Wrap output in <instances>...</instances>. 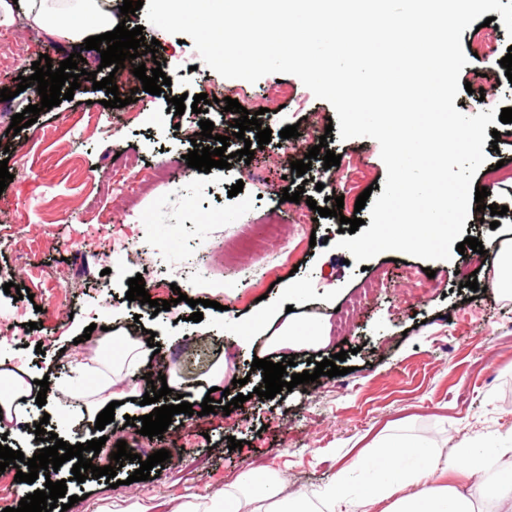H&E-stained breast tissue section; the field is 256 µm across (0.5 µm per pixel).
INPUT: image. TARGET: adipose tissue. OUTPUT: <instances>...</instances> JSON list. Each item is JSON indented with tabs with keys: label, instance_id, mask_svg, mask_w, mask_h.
Masks as SVG:
<instances>
[{
	"label": "adipose tissue",
	"instance_id": "1",
	"mask_svg": "<svg viewBox=\"0 0 512 512\" xmlns=\"http://www.w3.org/2000/svg\"><path fill=\"white\" fill-rule=\"evenodd\" d=\"M19 13L31 25L68 40L81 38L91 27L104 33L112 29V12L106 0H0V26L11 25ZM232 334L235 344L242 348L252 347L256 337H265L267 355L280 358L291 349L322 346L328 339V327L319 318L289 319L266 309L234 324ZM114 339L119 351L111 361L100 362L93 347L76 359V375H83L91 363L95 366V381L88 390H64L65 401L55 409L61 423H68L73 413L95 416L113 400L138 396L143 368L153 349L127 329L115 331ZM36 391V384L15 373L0 375V421L21 424L20 401ZM376 444L383 453L386 480L364 491L362 501L366 504L385 503V512H477V501L488 500L512 512V480L500 477L495 469L512 448L462 442L443 454L424 440L396 439L388 434L379 436ZM410 457L419 459V467H404V460ZM459 470L472 480L468 490H460L448 480ZM358 504L341 482L332 485L322 500L315 501L288 494L278 472L261 476L246 472L222 494L195 496L178 504L173 512H335L339 507L344 512H356Z\"/></svg>",
	"mask_w": 512,
	"mask_h": 512
}]
</instances>
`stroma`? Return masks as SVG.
<instances>
[{"mask_svg": "<svg viewBox=\"0 0 512 512\" xmlns=\"http://www.w3.org/2000/svg\"><path fill=\"white\" fill-rule=\"evenodd\" d=\"M114 19L141 28L145 38H156L163 72L179 74V81L165 87L163 95H152L122 68L115 83L127 100L125 107L100 108L105 90L86 81L73 99L41 111L36 123L14 136L7 132L11 118L32 99L30 91H18L19 77L31 75L39 56L56 62L78 45L30 26L21 15L11 27L0 28V44L6 47L0 55V89L15 92L0 102V160H7L13 176L0 192V312L24 324L19 333L0 324V363L57 377L60 361L78 353L76 340L85 328L108 326L117 316L124 326L154 331L156 342L177 364L182 340L203 337L208 360L188 373L192 381L227 347L226 321H246L266 306L284 304L289 287L307 289L303 313L332 318L378 275L387 274L388 282L355 312L345 334L333 335L316 351H298L292 368L302 373L308 358L328 359L348 347L346 375H323L306 387L259 398L253 390L263 376L251 370L254 355L246 353L238 372L247 382L230 389L234 396L246 394L242 407L228 414L219 409L202 417L174 415L158 439L137 434L125 423L126 417L151 413L148 405L124 402L105 429L86 423L77 433L57 419H45L44 408L33 407L28 418L45 420L46 432L60 439L83 444L105 438L99 453L103 459L120 440L144 458L160 449L171 453L163 466L153 467L147 481L129 482L134 468L125 466L114 489L102 478L74 481L69 461L50 477H38V484L67 480L68 495L82 497L85 512H136L140 506L145 512H168L170 500L222 490L246 467L259 474L277 471L289 493L312 495L331 487L345 462L361 452V479L347 488L356 497L364 485L383 478L373 446L381 433L405 432L441 452L463 440L480 444L512 437V299L489 285L492 254L456 253L429 263L383 252L359 265L334 246L341 217H321L316 210L308 213L316 245L304 241L294 250L284 249L295 208L282 201L284 189L304 188L318 207L329 209L335 208L336 197H343L342 217L368 219V209H356L355 202L373 182L386 179L378 142L344 140L332 131L324 140L340 154L339 165L328 168L317 158L311 170L297 176L290 164L323 140L319 132L335 114L329 102L291 74H269L254 83L224 78L203 64L193 41L141 27L136 14L118 13ZM461 40L468 63L460 79L472 89L460 91L455 108L466 114L506 108L505 95L512 88L497 65L481 55L486 43L498 57L512 46L502 21L468 27ZM201 74L210 87L246 98L250 111H262L271 141L255 150L251 161L235 157L230 169L208 173L187 166L184 156L193 149L200 119L213 122L217 138L233 132L234 115L219 103L209 106L203 118L169 113L168 98L198 93ZM293 124L299 139H281L282 128ZM107 125L112 134H103ZM493 128L500 142L484 143L486 161L471 182L487 188V207L469 209L463 227L464 236L485 244L512 242V222L495 228L488 224L491 205L512 201V123L497 120ZM217 138L210 148H218ZM127 158L147 164L153 178L124 179L112 193H99V184L121 177ZM238 182L242 192L230 196ZM274 206L280 209L275 229L269 226ZM176 224L181 227L177 236L172 233ZM133 235L146 248L130 261L115 244ZM425 267L434 270V277L422 275ZM138 275L152 281V298L170 301V310L156 312L127 300V281ZM472 279L478 290L466 288ZM9 282L30 290V297L17 300L4 293ZM180 288L188 296L181 303L175 300ZM206 288L223 289V307L203 308L202 320L191 322V303ZM233 438L242 440L243 448L230 449Z\"/></svg>", "mask_w": 512, "mask_h": 512, "instance_id": "35a3bbf8", "label": "stroma"}]
</instances>
